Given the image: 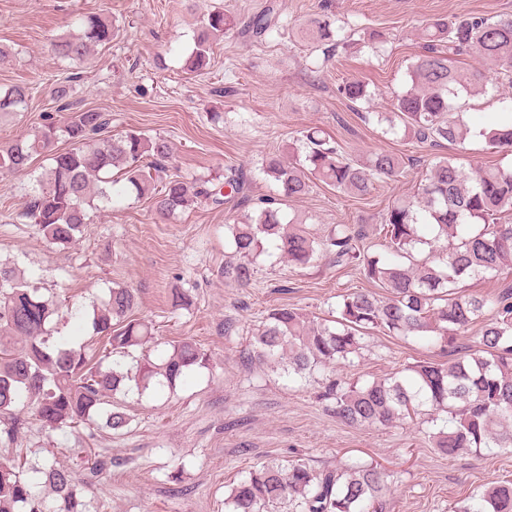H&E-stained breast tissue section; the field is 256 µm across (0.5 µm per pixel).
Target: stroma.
<instances>
[{"label": "stroma", "mask_w": 512, "mask_h": 512, "mask_svg": "<svg viewBox=\"0 0 512 512\" xmlns=\"http://www.w3.org/2000/svg\"><path fill=\"white\" fill-rule=\"evenodd\" d=\"M268 0H0V86L27 84L34 93L25 112L0 120V144L37 131L45 120L66 118L53 97L68 80L72 99L84 109L112 116L111 133L161 136L172 147L170 175L186 182L242 170L241 194L216 206L202 202L170 217L149 201L128 198L98 213L76 243H50L22 213L33 179L29 171L0 174V263L39 273V285L58 300L91 305L108 289L138 295L136 318L152 323L159 342L190 337L208 351L210 364L175 391L116 395L130 415L125 433L105 428L51 433L34 425L17 446L38 463L54 453L59 465L75 466L89 452L111 457L112 468L82 488L88 512H225L224 494L260 463L301 459L313 468L361 460L390 475L388 512H461L473 487L512 480V453L448 459L430 447L420 425L354 428L336 420L316 397L313 380L246 364V352L268 310L291 304L315 320L331 319L336 297L364 282L326 256L304 269L289 267L277 252L261 256L248 286L225 281L231 249L227 226L251 215L258 198L273 195L262 173L270 153L291 156L302 131L322 128L344 154L365 161L372 153L402 156L405 173L374 185L363 197L313 181L309 195L288 202L289 215L304 218L317 235L348 224L378 240L388 207L416 192L429 160L456 158L465 170L512 164V152L489 153L475 136L464 146L435 148L404 133L365 123L363 111L388 112L409 88L407 69L422 49V32L436 16L512 13V0H278L281 26L265 40L225 34L213 45L204 74L185 73L194 31L220 7L245 23ZM112 19L118 31L96 47L89 62L61 63L53 38L74 32L82 13ZM330 17L345 40L362 28L380 30L377 48L322 49L300 41L301 23ZM365 86L367 104H351L340 92L346 81ZM512 89L467 100L466 119L478 130L501 118ZM190 291V309L171 306L174 289ZM446 362L400 336L374 332L346 373L377 379L419 361Z\"/></svg>", "instance_id": "35a3bbf8"}]
</instances>
